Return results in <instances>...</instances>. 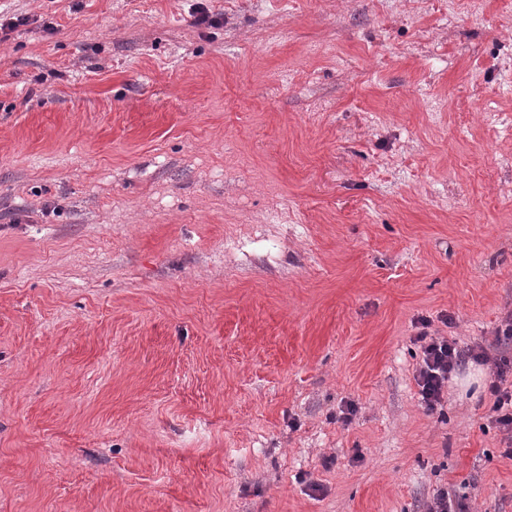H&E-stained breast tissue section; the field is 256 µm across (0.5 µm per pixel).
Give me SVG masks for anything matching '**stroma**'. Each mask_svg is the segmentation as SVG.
Returning <instances> with one entry per match:
<instances>
[{
	"instance_id": "obj_1",
	"label": "stroma",
	"mask_w": 512,
	"mask_h": 512,
	"mask_svg": "<svg viewBox=\"0 0 512 512\" xmlns=\"http://www.w3.org/2000/svg\"><path fill=\"white\" fill-rule=\"evenodd\" d=\"M0 12V512H512V0ZM428 331H421L414 342L420 343L422 362L416 369L414 379L419 387V394L426 407L434 409L442 401L443 388L449 378L470 359L487 364L490 357L482 347L476 352L474 347L458 348L456 340L445 336H435ZM493 365L495 367L494 371V379L491 381L488 390L492 397H494L493 402V411L498 412L496 417V422L499 424L500 428L507 434L509 448L505 449L504 454L508 457H512V384L510 383V390L507 387L503 388L504 382H506V371L507 367L510 366L511 369V361L506 358H500L493 361ZM510 407V410H509ZM504 412V413H503Z\"/></svg>"
}]
</instances>
